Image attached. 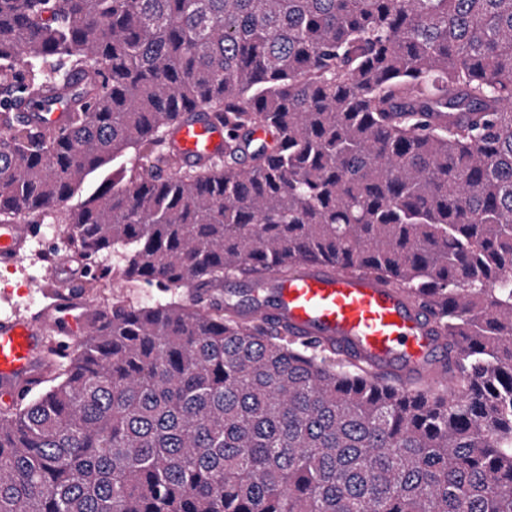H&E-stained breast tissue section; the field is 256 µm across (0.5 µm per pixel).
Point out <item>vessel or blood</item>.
<instances>
[{"label": "vessel or blood", "instance_id": "vessel-or-blood-1", "mask_svg": "<svg viewBox=\"0 0 512 512\" xmlns=\"http://www.w3.org/2000/svg\"><path fill=\"white\" fill-rule=\"evenodd\" d=\"M174 140L193 159L218 151L224 132L195 122L180 126ZM39 233L35 224H0V262L18 260ZM65 267L62 258H49L45 276L59 289L55 303L37 318H0L2 403L24 402L40 385L47 334L57 336L63 357L90 327L91 305L60 284ZM268 286L274 302L260 307L261 317L288 326L294 335L330 341L382 383L404 390L447 385L445 333L429 307L412 303L405 292L345 268L317 265L270 278Z\"/></svg>", "mask_w": 512, "mask_h": 512}]
</instances>
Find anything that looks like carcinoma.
<instances>
[{
    "label": "carcinoma",
    "mask_w": 512,
    "mask_h": 512,
    "mask_svg": "<svg viewBox=\"0 0 512 512\" xmlns=\"http://www.w3.org/2000/svg\"><path fill=\"white\" fill-rule=\"evenodd\" d=\"M200 120L224 145L190 161ZM47 218L119 288L375 276L457 396L231 296L116 295L0 408V512H512V0H0V223ZM174 140L189 159L218 151L224 143V131L205 122L180 126Z\"/></svg>",
    "instance_id": "obj_1"
}]
</instances>
